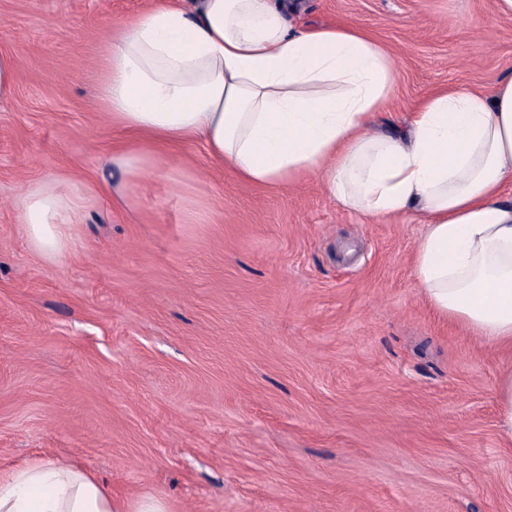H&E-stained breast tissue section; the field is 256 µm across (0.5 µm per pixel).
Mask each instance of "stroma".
Listing matches in <instances>:
<instances>
[{"mask_svg": "<svg viewBox=\"0 0 512 512\" xmlns=\"http://www.w3.org/2000/svg\"><path fill=\"white\" fill-rule=\"evenodd\" d=\"M152 0H0V471L64 458L169 512H512L496 378L512 362L424 302L411 213L370 218L312 178L241 183L191 147L93 198L69 252L34 253L13 202L121 173L97 102L110 29ZM395 59L405 125L438 89L512 75L492 0H299ZM204 197L207 222L186 221ZM18 62L11 53L0 52V100L10 97L15 89Z\"/></svg>", "mask_w": 512, "mask_h": 512, "instance_id": "stroma-1", "label": "stroma"}]
</instances>
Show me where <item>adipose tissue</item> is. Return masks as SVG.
Returning a JSON list of instances; mask_svg holds the SVG:
<instances>
[{"label":"adipose tissue","instance_id":"1","mask_svg":"<svg viewBox=\"0 0 512 512\" xmlns=\"http://www.w3.org/2000/svg\"><path fill=\"white\" fill-rule=\"evenodd\" d=\"M291 0H163L116 23L99 101L132 141L111 157L128 183L159 172L162 149L201 146L245 184L313 177L371 217L412 211L423 231L417 286L442 319L512 349V75L491 92H435L408 126L373 128L394 93L395 62L363 29H300ZM121 187L70 176L22 187L30 248L67 252L88 203ZM0 512H167L114 499L88 472L40 460L0 473Z\"/></svg>","mask_w":512,"mask_h":512}]
</instances>
